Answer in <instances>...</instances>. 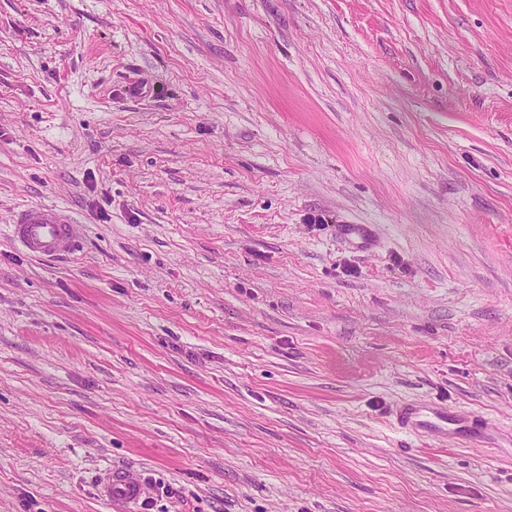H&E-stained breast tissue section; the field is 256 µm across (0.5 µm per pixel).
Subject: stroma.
Wrapping results in <instances>:
<instances>
[{
    "label": "stroma",
    "instance_id": "stroma-1",
    "mask_svg": "<svg viewBox=\"0 0 512 512\" xmlns=\"http://www.w3.org/2000/svg\"><path fill=\"white\" fill-rule=\"evenodd\" d=\"M32 204L76 252L13 243ZM434 400L483 438L387 414ZM114 471L512 512V0H0V512H119ZM75 219L67 211L31 205L18 211L9 224L12 238L33 256H64L76 250Z\"/></svg>",
    "mask_w": 512,
    "mask_h": 512
}]
</instances>
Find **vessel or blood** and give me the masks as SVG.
I'll return each mask as SVG.
<instances>
[{"instance_id": "1", "label": "vessel or blood", "mask_w": 512, "mask_h": 512, "mask_svg": "<svg viewBox=\"0 0 512 512\" xmlns=\"http://www.w3.org/2000/svg\"><path fill=\"white\" fill-rule=\"evenodd\" d=\"M75 219L67 211L46 205H31L18 211L10 226L12 238L28 254L42 257L64 256L75 251ZM401 429L434 436L447 434L449 426L460 425L472 434L484 428L483 419L475 414L459 417L444 406L418 407L399 405L390 408ZM100 497L126 504L137 502L143 494L139 478L130 473L112 475L98 489Z\"/></svg>"}]
</instances>
